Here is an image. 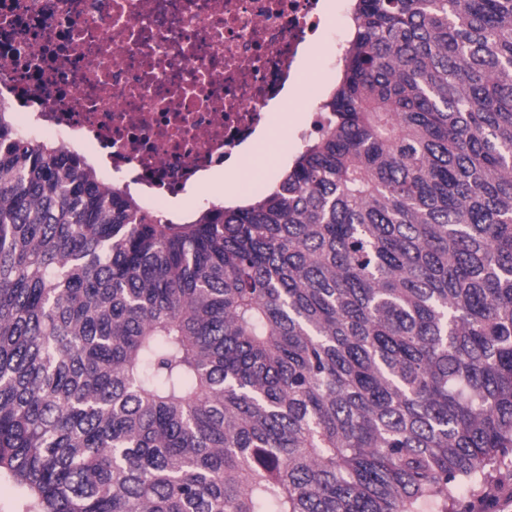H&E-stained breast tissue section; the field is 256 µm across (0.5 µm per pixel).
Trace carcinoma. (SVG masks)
<instances>
[{
	"label": "carcinoma",
	"instance_id": "cac0c4a2",
	"mask_svg": "<svg viewBox=\"0 0 512 512\" xmlns=\"http://www.w3.org/2000/svg\"><path fill=\"white\" fill-rule=\"evenodd\" d=\"M352 2L321 134L184 223L0 108L36 512H448L512 456V0Z\"/></svg>",
	"mask_w": 512,
	"mask_h": 512
}]
</instances>
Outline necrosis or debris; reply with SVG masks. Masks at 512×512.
Instances as JSON below:
<instances>
[{
	"label": "necrosis or debris",
	"mask_w": 512,
	"mask_h": 512,
	"mask_svg": "<svg viewBox=\"0 0 512 512\" xmlns=\"http://www.w3.org/2000/svg\"><path fill=\"white\" fill-rule=\"evenodd\" d=\"M331 0H0V106L26 137L106 154L148 208L270 122Z\"/></svg>",
	"instance_id": "1"
}]
</instances>
